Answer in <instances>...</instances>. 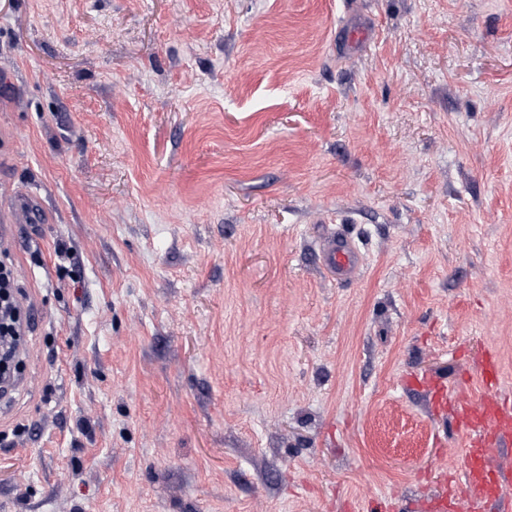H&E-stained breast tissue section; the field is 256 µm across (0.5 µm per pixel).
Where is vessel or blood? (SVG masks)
Here are the masks:
<instances>
[{
  "instance_id": "vessel-or-blood-1",
  "label": "vessel or blood",
  "mask_w": 512,
  "mask_h": 512,
  "mask_svg": "<svg viewBox=\"0 0 512 512\" xmlns=\"http://www.w3.org/2000/svg\"><path fill=\"white\" fill-rule=\"evenodd\" d=\"M320 268L329 279L354 280L361 258L352 239L343 234L324 239L318 248ZM482 389L478 397L449 392L436 376L425 377L422 385L432 398L435 411L450 412L456 429L466 440L462 467L448 476V495L438 500L437 512H446L449 504L459 512H481L485 504L499 503L503 512H512V500L506 499L512 486V469L501 458L503 449L512 446V398L499 390L500 371L496 357L481 352L476 358Z\"/></svg>"
}]
</instances>
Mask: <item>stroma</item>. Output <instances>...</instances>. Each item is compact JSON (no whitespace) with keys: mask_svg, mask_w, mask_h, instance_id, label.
Listing matches in <instances>:
<instances>
[{"mask_svg":"<svg viewBox=\"0 0 512 512\" xmlns=\"http://www.w3.org/2000/svg\"><path fill=\"white\" fill-rule=\"evenodd\" d=\"M0 239V512H428L409 379L512 397V0H0ZM320 268L329 279L339 282L354 280L361 267L359 252L353 240L343 234L331 235L318 248ZM0 254V291L8 294V301L0 303V348L17 356L20 336H24L29 320L24 307L17 300L20 288L17 269L9 261V246H4L2 242Z\"/></svg>","mask_w":512,"mask_h":512,"instance_id":"35a3bbf8","label":"stroma"}]
</instances>
